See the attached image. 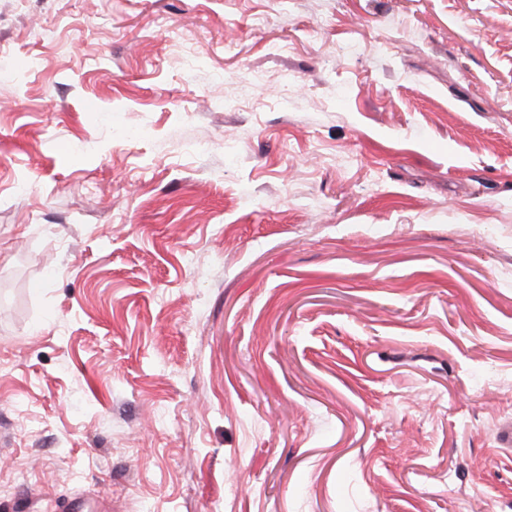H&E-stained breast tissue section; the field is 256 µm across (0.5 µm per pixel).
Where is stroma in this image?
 <instances>
[{"label": "stroma", "instance_id": "35a3bbf8", "mask_svg": "<svg viewBox=\"0 0 512 512\" xmlns=\"http://www.w3.org/2000/svg\"><path fill=\"white\" fill-rule=\"evenodd\" d=\"M512 0H0V512H512Z\"/></svg>", "mask_w": 512, "mask_h": 512}]
</instances>
